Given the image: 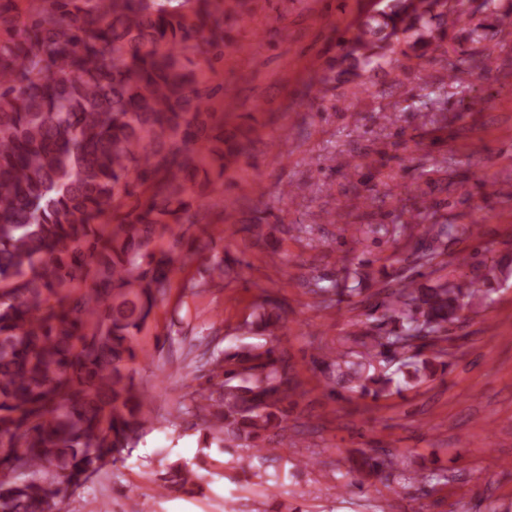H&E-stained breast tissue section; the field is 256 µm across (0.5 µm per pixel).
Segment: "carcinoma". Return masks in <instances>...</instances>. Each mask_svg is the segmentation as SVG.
<instances>
[{"mask_svg": "<svg viewBox=\"0 0 512 512\" xmlns=\"http://www.w3.org/2000/svg\"><path fill=\"white\" fill-rule=\"evenodd\" d=\"M240 0H17L0 3V512H64L66 492L98 473L106 458L132 447L150 418L129 365L147 352L134 343L175 263L193 245L174 237L151 249L173 224H196L185 197L189 175L219 180L244 146L224 135L205 104L213 96L191 68L202 46L222 56L211 22L239 13ZM502 0H380L348 26L336 82L393 66L400 58L448 53L457 36L454 80L482 69L485 42L506 30ZM458 225L423 224L416 249L432 267ZM472 266L466 283L432 285L401 275L363 299L368 316L392 327L359 337L364 352L330 350L317 362L378 398L436 375L449 326L502 269ZM369 274L345 269L342 282L311 278L312 292L348 298ZM259 314L268 341L210 355L217 382L190 395L186 413L219 448L255 450L288 427L298 388L276 331L279 313ZM431 349V355L424 353ZM402 354V379L374 361ZM391 455L366 454L361 468L396 470ZM199 462H175L161 494L202 493Z\"/></svg>", "mask_w": 512, "mask_h": 512, "instance_id": "obj_1", "label": "carcinoma"}]
</instances>
